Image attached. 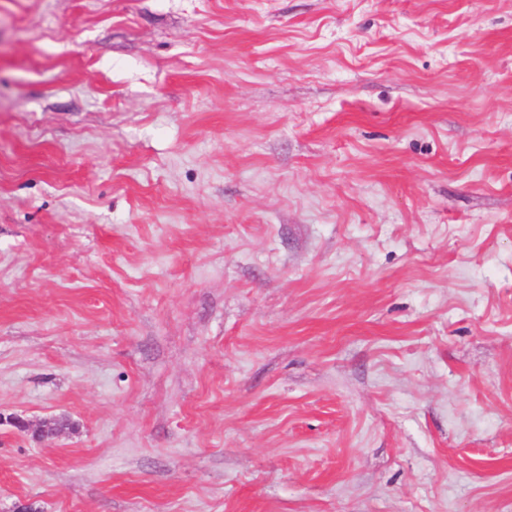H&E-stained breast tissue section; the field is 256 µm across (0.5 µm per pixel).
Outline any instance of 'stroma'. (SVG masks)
I'll return each instance as SVG.
<instances>
[{"mask_svg": "<svg viewBox=\"0 0 512 512\" xmlns=\"http://www.w3.org/2000/svg\"><path fill=\"white\" fill-rule=\"evenodd\" d=\"M24 505L512 512V0H0Z\"/></svg>", "mask_w": 512, "mask_h": 512, "instance_id": "obj_1", "label": "stroma"}]
</instances>
